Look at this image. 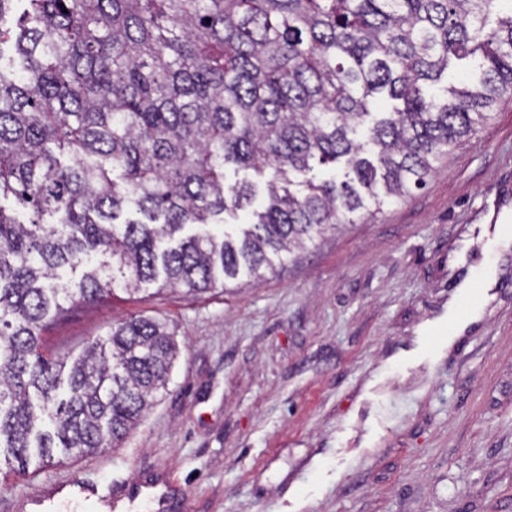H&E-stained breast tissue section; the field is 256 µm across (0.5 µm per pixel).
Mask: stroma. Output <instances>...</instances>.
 <instances>
[{
	"label": "stroma",
	"mask_w": 512,
	"mask_h": 512,
	"mask_svg": "<svg viewBox=\"0 0 512 512\" xmlns=\"http://www.w3.org/2000/svg\"><path fill=\"white\" fill-rule=\"evenodd\" d=\"M512 96L427 186L296 261L197 299L146 290L81 305L48 349L79 354L133 315L166 321L169 382L119 446L30 469L0 512L62 483L171 473L183 512H512ZM495 268L456 334L461 286Z\"/></svg>",
	"instance_id": "stroma-1"
}]
</instances>
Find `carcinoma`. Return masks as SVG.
<instances>
[{
	"mask_svg": "<svg viewBox=\"0 0 512 512\" xmlns=\"http://www.w3.org/2000/svg\"><path fill=\"white\" fill-rule=\"evenodd\" d=\"M498 2L0 0L18 58L0 66V474L118 445L167 386L177 347L155 318L46 352L76 306L117 284L195 299L262 279L424 188L512 94ZM478 53L450 98L423 95ZM383 93L403 107L373 115ZM230 169L272 170L249 223L181 235L253 203Z\"/></svg>",
	"mask_w": 512,
	"mask_h": 512,
	"instance_id": "obj_1",
	"label": "carcinoma"
}]
</instances>
